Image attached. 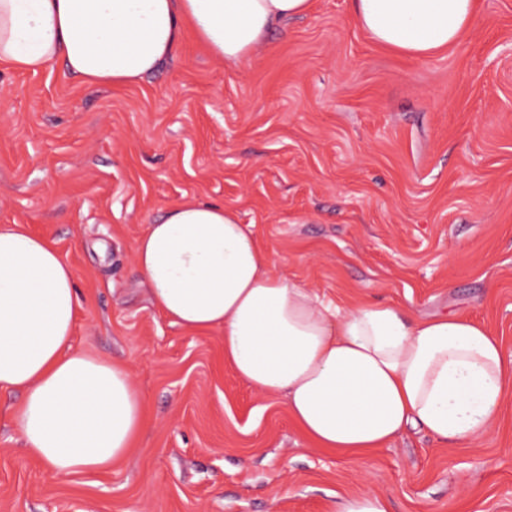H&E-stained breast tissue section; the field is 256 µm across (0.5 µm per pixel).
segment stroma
Returning a JSON list of instances; mask_svg holds the SVG:
<instances>
[{
  "label": "stroma",
  "mask_w": 512,
  "mask_h": 512,
  "mask_svg": "<svg viewBox=\"0 0 512 512\" xmlns=\"http://www.w3.org/2000/svg\"><path fill=\"white\" fill-rule=\"evenodd\" d=\"M187 198L235 209L280 272L347 303L454 313L512 351V0H477L454 46L377 44L349 0H313L250 59L193 30L141 83L0 67V225L74 273L72 345L124 364L147 426L111 467L56 476L0 391V512H512V400L470 444L409 430L363 462L324 451L224 361L220 329L170 323L134 246ZM336 512H388L387 499L374 492L341 497Z\"/></svg>",
  "instance_id": "obj_1"
}]
</instances>
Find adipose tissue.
<instances>
[{"label":"adipose tissue","mask_w":512,"mask_h":512,"mask_svg":"<svg viewBox=\"0 0 512 512\" xmlns=\"http://www.w3.org/2000/svg\"><path fill=\"white\" fill-rule=\"evenodd\" d=\"M474 0H351L378 43L423 56L455 44ZM311 0H0V64L53 67L98 86L133 85L174 57L192 25L213 57L249 59ZM151 305L172 324L218 328L224 360L320 448L362 458L408 429L469 443L512 398V353L455 314L412 318L343 306L281 274L237 212L188 198L137 239ZM72 269L54 243L0 225V390L29 454L57 474L105 469L144 428L129 371L73 349Z\"/></svg>","instance_id":"1"}]
</instances>
